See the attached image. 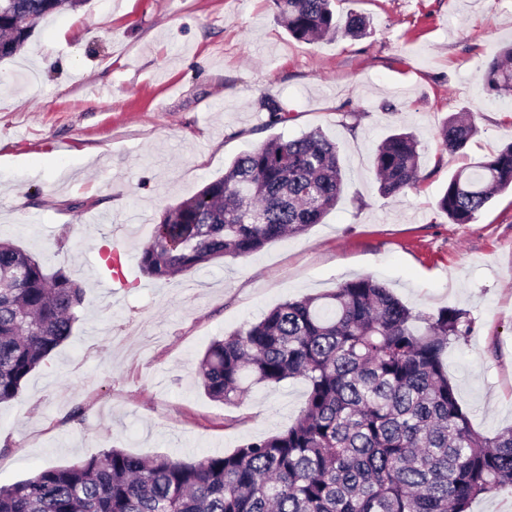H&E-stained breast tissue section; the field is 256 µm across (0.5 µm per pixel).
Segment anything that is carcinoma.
<instances>
[{
    "label": "carcinoma",
    "mask_w": 512,
    "mask_h": 512,
    "mask_svg": "<svg viewBox=\"0 0 512 512\" xmlns=\"http://www.w3.org/2000/svg\"><path fill=\"white\" fill-rule=\"evenodd\" d=\"M85 0H0V59L11 57L46 16ZM288 33L303 42L338 30L366 34L368 20H336L333 0H272ZM486 89L512 97V47L485 69ZM269 125L292 119L266 99ZM476 127L452 115L439 135L463 149ZM374 168L385 196L423 180L414 137L386 138ZM335 142L314 131L275 136L237 157L224 176L170 208L154 225L139 265L169 280L212 261L249 255L323 221L342 192ZM512 187V143L455 174L438 201L468 224ZM83 288L63 269L0 240V404L68 339ZM467 313H414L371 277L287 301L245 330L211 343L197 371L205 393L236 405L254 385H307L303 409L281 432L224 456L184 462L109 448L0 487V512H468L512 492V427L476 432L458 403L442 357L467 337Z\"/></svg>",
    "instance_id": "obj_1"
}]
</instances>
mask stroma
Masks as SVG:
<instances>
[{
    "label": "stroma",
    "mask_w": 512,
    "mask_h": 512,
    "mask_svg": "<svg viewBox=\"0 0 512 512\" xmlns=\"http://www.w3.org/2000/svg\"><path fill=\"white\" fill-rule=\"evenodd\" d=\"M350 12L368 17L367 36L306 43L272 0H85L0 60V237L84 289L71 336L0 406V486L112 447L190 462L281 432L303 381L231 406L199 386L200 357L288 300L365 276L413 312L467 311L448 378L476 431L512 425V191L467 224L437 205L461 167L512 143V99L482 81L512 44V0H336L337 16ZM266 98L292 120L269 125ZM465 111L477 134L443 150V122ZM312 130L338 144L346 172L323 223L167 281L140 272L169 208L270 137ZM399 131L414 135L425 180L385 197L374 153ZM117 239L128 285L108 290Z\"/></svg>",
    "instance_id": "stroma-1"
}]
</instances>
